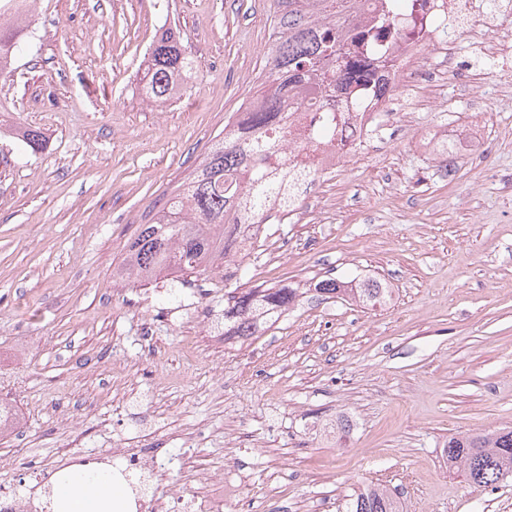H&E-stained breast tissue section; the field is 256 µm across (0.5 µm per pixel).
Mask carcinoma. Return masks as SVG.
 <instances>
[{
    "mask_svg": "<svg viewBox=\"0 0 512 512\" xmlns=\"http://www.w3.org/2000/svg\"><path fill=\"white\" fill-rule=\"evenodd\" d=\"M352 0H274V39L266 53L263 88L242 111L240 139L215 138L207 154L165 198L151 223L143 224L116 274L145 284L162 274L205 276L239 246L225 230L233 208L240 207L253 224L267 218L268 198L289 192L288 120L291 99L311 92L319 96L309 115L312 137L335 135L333 99L322 95L332 85L356 110L369 97L387 93L376 83L379 65L393 63L388 44L420 35L431 21L430 0H378L374 15L361 27L346 30L343 20ZM30 0H0V74L14 59L15 40L27 26L6 27L2 19L29 15ZM194 69L182 40L163 32L144 59L142 90L147 100L163 104L176 97ZM17 138L31 151L45 138L27 129ZM315 291L329 298L346 293L343 284L323 280ZM294 288H250L224 307V336H261L295 297ZM390 289L369 280L358 291L365 304H382ZM448 468L473 487L488 488L512 475V429L460 434L443 448ZM347 512H402L398 498L378 485L355 493Z\"/></svg>",
    "mask_w": 512,
    "mask_h": 512,
    "instance_id": "1",
    "label": "carcinoma"
}]
</instances>
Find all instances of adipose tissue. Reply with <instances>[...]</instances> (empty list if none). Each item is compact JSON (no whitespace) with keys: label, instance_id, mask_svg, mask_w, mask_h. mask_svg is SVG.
Listing matches in <instances>:
<instances>
[{"label":"adipose tissue","instance_id":"1","mask_svg":"<svg viewBox=\"0 0 512 512\" xmlns=\"http://www.w3.org/2000/svg\"><path fill=\"white\" fill-rule=\"evenodd\" d=\"M54 512H114L124 498L109 471L85 467L64 470L53 482Z\"/></svg>","mask_w":512,"mask_h":512}]
</instances>
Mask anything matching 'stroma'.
Here are the masks:
<instances>
[{
	"label": "stroma",
	"mask_w": 512,
	"mask_h": 512,
	"mask_svg": "<svg viewBox=\"0 0 512 512\" xmlns=\"http://www.w3.org/2000/svg\"><path fill=\"white\" fill-rule=\"evenodd\" d=\"M271 5L32 0L0 75V402L19 420L0 488L28 490L68 448H128L184 457L162 492L223 476L224 512H346L367 484L403 512H512V478L473 488L441 458L451 436L512 428V57L491 68L463 36L460 82L430 103L400 92L425 134L477 114L492 155L455 156L448 174L391 130L318 181L303 222L267 226L278 262L236 256L230 281L112 274L258 91ZM166 29L195 69L156 107L137 73ZM329 278L378 280L391 299H322ZM269 287L298 294L262 336L225 340L229 292Z\"/></svg>",
	"instance_id": "35a3bbf8"
}]
</instances>
